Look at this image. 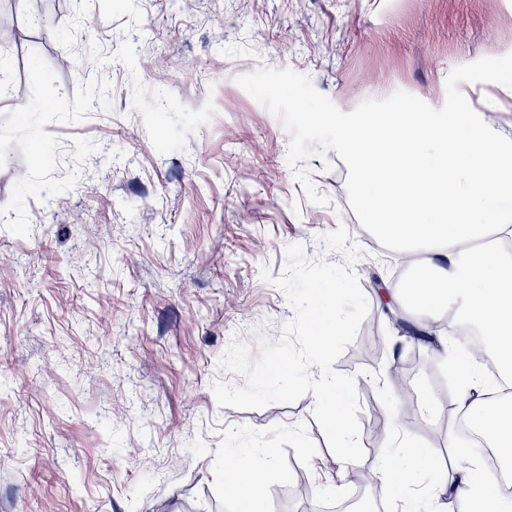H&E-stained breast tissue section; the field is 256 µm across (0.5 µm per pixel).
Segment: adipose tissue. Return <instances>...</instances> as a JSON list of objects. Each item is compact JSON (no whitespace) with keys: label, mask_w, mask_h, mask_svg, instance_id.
Instances as JSON below:
<instances>
[{"label":"adipose tissue","mask_w":512,"mask_h":512,"mask_svg":"<svg viewBox=\"0 0 512 512\" xmlns=\"http://www.w3.org/2000/svg\"><path fill=\"white\" fill-rule=\"evenodd\" d=\"M341 146L352 166L366 221L401 254H426L433 273L414 281V305L428 312L451 296L478 322L502 372L512 374V255L488 246L512 234V147L486 134L479 113L362 112L341 125ZM461 413L481 425L503 461L512 463V407L489 414L483 399H462ZM460 467L445 482L442 467L421 448L386 453L372 473L392 501L404 500L407 481L428 478L424 496L465 499L469 512H512L496 477L459 449ZM226 483L239 512H262V457L227 465Z\"/></svg>","instance_id":"ef3b65f1"}]
</instances>
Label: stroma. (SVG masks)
<instances>
[{"mask_svg": "<svg viewBox=\"0 0 512 512\" xmlns=\"http://www.w3.org/2000/svg\"><path fill=\"white\" fill-rule=\"evenodd\" d=\"M1 14L20 38L0 48V261L24 271L0 279V512H237L224 481L237 448L266 458V512H331L352 497L313 395L240 409L212 391L243 382L219 367L232 340L257 349L258 333L280 337L292 317L273 283L286 247L342 262L317 241L341 225L364 252L354 271L369 303L334 364L356 378L359 467L403 438L456 467L447 331L423 341L432 317L383 299L377 284L402 256L358 230L337 153L310 159L298 182L289 134L236 79L289 68L345 112L398 90L438 108L453 68L512 53V0H0ZM460 89L512 142V89ZM309 185L328 205L307 200ZM59 189L83 223L51 204ZM91 234L100 246L86 257ZM376 337L382 356L365 358ZM94 355L104 363L86 371ZM118 393L128 411L102 420ZM408 404L420 422L390 425Z\"/></svg>", "mask_w": 512, "mask_h": 512, "instance_id": "stroma-1", "label": "stroma"}]
</instances>
